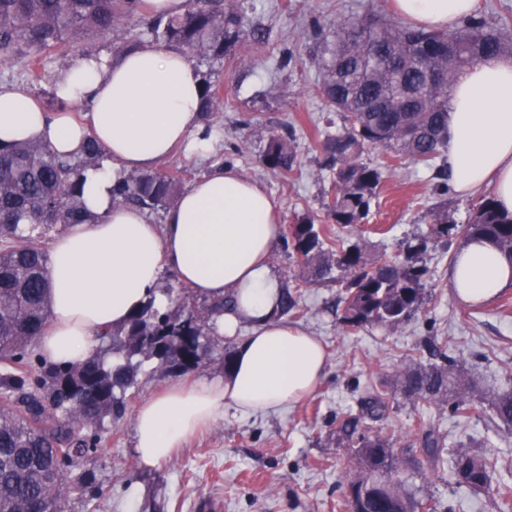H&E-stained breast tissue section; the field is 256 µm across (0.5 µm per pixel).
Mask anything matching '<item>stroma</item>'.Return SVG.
Wrapping results in <instances>:
<instances>
[{
  "label": "stroma",
  "instance_id": "1",
  "mask_svg": "<svg viewBox=\"0 0 512 512\" xmlns=\"http://www.w3.org/2000/svg\"><path fill=\"white\" fill-rule=\"evenodd\" d=\"M244 9L257 42L236 45L213 67L220 104L211 125L222 141L202 156L177 152L161 169L183 170L186 182L207 173L224 158L243 176L260 182L278 205L281 226L307 215L331 240H360L374 257L398 254L402 242L427 234L433 192L442 161L425 166L411 161L392 165L389 151L365 152L364 162L383 168V180L366 224L353 229L333 223L325 204L336 192L332 174L320 163V144L335 112L317 93L325 42L312 34L313 23L331 28L337 20L366 14L396 19L392 0H225ZM78 59L51 49L43 55L41 79H33L23 53L0 61V85L24 87L49 112L59 111L52 79ZM292 132L296 155L292 171L273 172L260 159L271 136ZM458 240H440L422 254L430 272L422 308L395 329L347 328L341 321L342 285L330 282L302 289L288 323L317 336L327 348L326 375L309 397L276 412L225 410L223 419L192 437L171 459L143 467L134 448V411L168 383L188 384L223 378L220 337L208 358L188 372L144 363L125 415L114 420L97 452L83 469L94 472L100 497L69 496V512H349L345 477L358 469L337 433V415L354 411L362 396L383 392L390 403L382 426L401 449L410 471L425 470L416 444L422 428L432 427L447 451L473 448L496 464L492 478L512 484V431L499 428L491 413L461 417L447 402L410 400L398 377L413 362L447 355L464 366L485 389H512V286L486 304L460 303L449 281ZM426 472V470H425ZM140 494L127 499L129 484ZM409 492L439 501L443 512H499L492 500L458 486L447 470L426 472Z\"/></svg>",
  "mask_w": 512,
  "mask_h": 512
}]
</instances>
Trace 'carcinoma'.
<instances>
[{
	"label": "carcinoma",
	"mask_w": 512,
	"mask_h": 512,
	"mask_svg": "<svg viewBox=\"0 0 512 512\" xmlns=\"http://www.w3.org/2000/svg\"><path fill=\"white\" fill-rule=\"evenodd\" d=\"M140 0H0V54L26 50L33 74L40 55L67 47L64 36L83 30L108 37L126 23L130 40L141 42ZM157 44H175L200 61H218L224 52L255 36L244 14L224 8V0H187L175 17L154 16L146 23ZM335 41L322 63L319 94L340 116L342 129L320 144L323 166L335 175L336 194L328 205L337 224L356 225L368 216L383 171L361 161L373 146L389 149L394 160L427 164L446 147L448 108L459 70L508 50L509 43L485 15L472 13L453 30L425 31L404 23L368 17L336 23L327 32ZM200 118L209 122L219 104V87L209 71L200 72ZM102 153L94 137L79 154L64 157L48 145L22 141L0 145V512H68L60 487L69 470L97 447L105 419L127 410V393L138 384L143 364L197 366L211 352V327L190 310L160 311L147 303L126 324L98 334L110 340L78 364H41L33 375L27 355L50 323L49 256L46 236L56 228L90 221L78 193L82 172L97 165ZM288 141L271 137L263 165L274 172L293 167ZM184 190L177 170L132 175L112 190L116 205L144 211L167 209ZM466 245L491 242L512 262V213L491 196L482 198L472 221L448 225V210L431 211L428 239L449 234ZM286 248L296 256L307 285L332 279L345 285L343 322L350 327L396 328L419 311L429 272L411 257L427 249V239L406 243L401 260L369 257L359 244L331 253L314 219L302 216L289 225ZM405 394L424 403L451 400L461 416L489 406L496 422L512 428V392L477 390L456 362L408 367L400 377ZM389 404L382 392L363 398L357 412L338 421V432L355 451L359 472L350 490L360 512H416L420 502L405 490L408 478L398 466L392 436L368 426L383 420ZM430 471L443 460L445 443L431 428L417 436ZM493 464L482 454L461 450L453 458L451 478L506 507L512 486L492 484Z\"/></svg>",
	"instance_id": "1"
}]
</instances>
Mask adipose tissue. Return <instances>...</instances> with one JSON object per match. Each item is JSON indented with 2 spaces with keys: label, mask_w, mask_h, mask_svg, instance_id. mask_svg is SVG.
<instances>
[{
  "label": "adipose tissue",
  "mask_w": 512,
  "mask_h": 512,
  "mask_svg": "<svg viewBox=\"0 0 512 512\" xmlns=\"http://www.w3.org/2000/svg\"><path fill=\"white\" fill-rule=\"evenodd\" d=\"M477 0H394L407 24L450 29ZM66 110L45 111L24 89L0 88V141L39 140L62 156L86 137L101 147L100 165L81 175L92 223L74 224L50 243V327L40 340L52 363H78L93 353L97 331L123 323L145 303L165 307L163 271L196 294L232 310L215 319L218 333L237 337L231 370L219 382L170 383L139 404V458L153 466L171 458L225 409L270 411L312 394L328 365L319 338L280 312V281L270 257L280 235L276 201L257 181L217 165L167 210L163 225L143 211L111 204L112 187L131 171H150L175 149L204 150L220 132L201 124L200 79L179 50L140 45L79 59L54 79ZM87 104L85 119L69 107ZM445 164L458 193L492 191L512 212V59L496 56L462 70L448 111ZM452 286L469 304L512 285V262L489 242L470 241L451 267Z\"/></svg>",
  "instance_id": "adipose-tissue-1"
}]
</instances>
